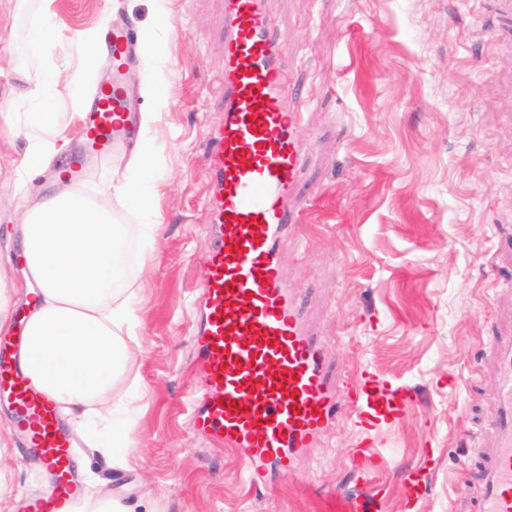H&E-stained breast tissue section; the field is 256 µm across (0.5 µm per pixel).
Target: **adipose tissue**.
Segmentation results:
<instances>
[{"instance_id":"1","label":"adipose tissue","mask_w":512,"mask_h":512,"mask_svg":"<svg viewBox=\"0 0 512 512\" xmlns=\"http://www.w3.org/2000/svg\"><path fill=\"white\" fill-rule=\"evenodd\" d=\"M28 151L16 169L18 187L47 167L65 134L50 110L29 116ZM146 151L134 153L132 178L105 188L117 206L149 211V233L162 224L157 200L140 172ZM114 209L101 208L67 190L41 195L26 210L20 252L39 288L24 326L22 354L34 388L51 396L80 434L95 431V450L112 466L124 463L131 424L118 414L133 372L132 301L139 285L125 279L119 257L126 230Z\"/></svg>"}]
</instances>
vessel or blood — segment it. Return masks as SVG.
I'll use <instances>...</instances> for the list:
<instances>
[{
    "instance_id": "vessel-or-blood-1",
    "label": "vessel or blood",
    "mask_w": 512,
    "mask_h": 512,
    "mask_svg": "<svg viewBox=\"0 0 512 512\" xmlns=\"http://www.w3.org/2000/svg\"><path fill=\"white\" fill-rule=\"evenodd\" d=\"M112 75L99 84L80 122L67 178L89 157H113L132 135L131 91L122 80L128 61L124 28L107 37ZM283 48L270 27L266 0H224V124L209 133L215 190L203 284V314L193 343L207 389L194 427L244 453L252 488L267 467L293 475L295 454L312 448L326 422L346 405L362 414L401 416L410 390L377 387L370 378L347 395L324 382L322 349L302 328L281 272L288 227L297 223L293 184L305 145L301 112L282 94ZM17 336H0V396L10 407L9 431L43 462L46 490L21 497L16 512H70L79 492L75 442L53 399L32 391L16 350ZM488 364L498 379L499 414L493 449L473 476L478 512H512V336L491 341ZM305 489L316 512H368L367 499L341 497L313 484Z\"/></svg>"
}]
</instances>
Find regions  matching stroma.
<instances>
[{
  "label": "stroma",
  "mask_w": 512,
  "mask_h": 512,
  "mask_svg": "<svg viewBox=\"0 0 512 512\" xmlns=\"http://www.w3.org/2000/svg\"><path fill=\"white\" fill-rule=\"evenodd\" d=\"M111 24L137 30L165 18L153 63L136 53L131 86L155 81L161 103L134 146L163 224L118 212L127 225L141 394L130 407L133 442L125 468H107L84 439L73 453L95 472L83 494L120 497L133 512H310L300 484L270 475L272 491L250 490L235 451L198 435L189 392L191 301L204 278L212 222L208 135L224 119L223 0H116ZM102 0H0V247L18 248L15 187L28 150L16 128L35 111L41 87L68 137L106 81L103 58L77 75L72 30L96 29ZM286 49L283 95L298 107L308 152L295 184L302 210L290 232L301 241L281 261L296 309L324 348L330 385L370 371L377 382L413 389L403 418L359 424L332 419L300 473L328 491L369 493L372 512H476L472 474L491 450L497 380L486 362L493 337L512 336V0H269ZM49 23L60 55H43L30 32ZM57 84L43 85L47 68ZM128 176L125 161L89 160L73 188L91 199ZM0 409V512L36 488L40 471L6 432ZM481 445L471 448L469 437ZM374 459L361 478L355 451Z\"/></svg>",
  "instance_id": "35a3bbf8"
}]
</instances>
